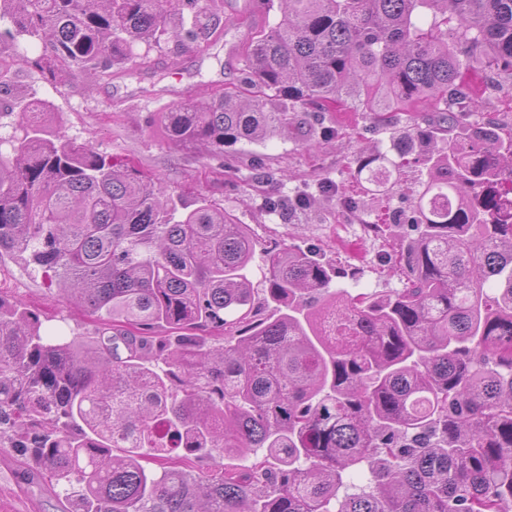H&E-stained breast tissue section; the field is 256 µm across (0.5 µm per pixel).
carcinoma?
I'll use <instances>...</instances> for the list:
<instances>
[{"label":"carcinoma","instance_id":"carcinoma-1","mask_svg":"<svg viewBox=\"0 0 512 512\" xmlns=\"http://www.w3.org/2000/svg\"><path fill=\"white\" fill-rule=\"evenodd\" d=\"M279 2L242 55L249 95L186 100L162 125L222 157L312 105L385 125L429 113L404 287L352 297L290 247L268 252L256 288L247 225L49 134L46 104L14 97L0 64V112L15 115L0 135V257L98 323L51 341L0 290V433L66 512H512V130L463 82L475 57L512 80V0ZM5 19L0 61L50 81L110 77L169 41L201 52L223 26L210 0H0ZM24 37L42 54L18 56ZM417 135L394 141L395 159L363 157L359 179L393 190ZM228 454L256 460L227 470Z\"/></svg>","mask_w":512,"mask_h":512}]
</instances>
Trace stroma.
Wrapping results in <instances>:
<instances>
[{
    "mask_svg": "<svg viewBox=\"0 0 512 512\" xmlns=\"http://www.w3.org/2000/svg\"><path fill=\"white\" fill-rule=\"evenodd\" d=\"M224 22L221 39L199 53L176 42L152 50L148 61L113 79L75 69L62 85L40 72L16 65L13 84L26 98L52 105L51 131L77 142H92L113 158L158 177L185 201L206 196L223 205L235 223L247 225L257 242L251 272L260 280L268 248L298 246L318 250L339 273L333 285L351 294L383 293L402 287L391 272L412 230L391 221L394 211L411 212L421 179L416 159L430 148L412 144L402 181L379 192L357 178L360 158L372 147H387L406 130L377 123L368 112H299L288 128L262 144L239 141L214 157L202 146L184 149L168 141L161 112L177 106L186 93L210 98L238 84L239 48L255 28L277 21L279 9L262 0H215ZM331 139H324V128ZM282 202L281 210L271 201ZM9 298L37 313L45 328L88 336L94 324L82 309L59 298L40 273L13 265ZM23 458L8 437H0V512H61L51 484L26 481Z\"/></svg>",
    "mask_w": 512,
    "mask_h": 512,
    "instance_id": "obj_1",
    "label": "stroma"
}]
</instances>
